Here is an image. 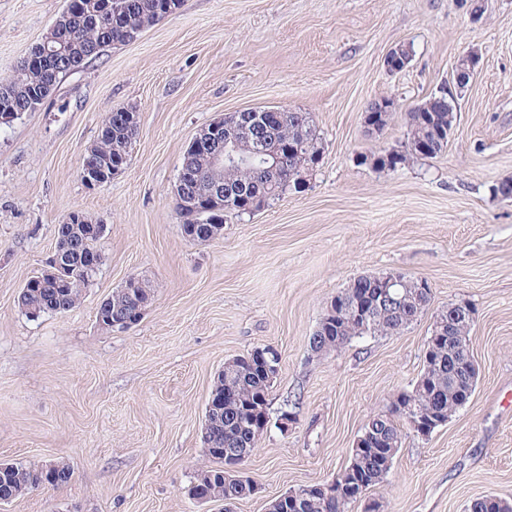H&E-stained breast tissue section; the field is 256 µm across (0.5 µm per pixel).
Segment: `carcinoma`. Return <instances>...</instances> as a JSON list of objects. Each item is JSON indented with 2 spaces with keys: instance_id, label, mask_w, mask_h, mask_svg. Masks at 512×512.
I'll return each instance as SVG.
<instances>
[{
  "instance_id": "cac0c4a2",
  "label": "carcinoma",
  "mask_w": 512,
  "mask_h": 512,
  "mask_svg": "<svg viewBox=\"0 0 512 512\" xmlns=\"http://www.w3.org/2000/svg\"><path fill=\"white\" fill-rule=\"evenodd\" d=\"M94 11H81L55 25L51 34L58 37L68 49V53L56 61L41 59L39 45L35 44L28 52L34 63H20L16 73L0 79V124L16 119V115L34 112L59 85L68 73L84 67L97 58L105 48L126 44L137 40L143 32L161 19L177 13L183 0H93ZM457 120L456 106H440L432 112L410 111L407 114V142L398 151L400 165L426 156L433 158L441 154L448 143L438 144L430 154L424 156L412 148L421 140L433 139V131L448 130V124ZM136 129L130 128L114 114L108 125L101 128L96 145L100 158L117 157L129 159L132 140ZM274 135L278 142L300 140L301 147L295 153L283 155V160L275 164L263 158H255L246 168L237 166H214L210 156L185 151L181 170L185 172L181 192L195 193L210 181L226 185L245 183L254 190L256 208L269 206L280 200L287 192L294 190L290 176L308 175L313 171L311 156L319 150L318 137L313 131L309 117L304 112H286ZM176 209L183 218V224H210L211 234L203 237L207 241L224 230V218L241 216L249 210L228 205L219 212L187 210L181 205ZM100 225L88 215L83 220L68 219L57 227V238L70 242L72 249L70 262L65 269V283L59 285L50 277L33 275L31 286L19 292V309L27 316H40L46 313L62 314L74 308L80 301L82 289L88 285L95 273L87 268L84 256L97 251V242L102 231L92 228ZM382 276L364 275L358 284H349L338 293L352 308L357 304L369 303L375 290L380 287ZM403 300L393 304L383 303L375 308L368 318L356 316V312L334 316L325 313L319 323L320 347L325 351L341 350L360 336L397 334L411 326L431 300V292L418 288V282L406 279V287L400 289ZM149 300L150 289L132 277L125 285L112 292L103 300L112 317L128 319L133 323L141 320ZM454 303L441 311L434 320L433 327L445 328L443 340L436 343L424 355L423 369L411 388L397 395L387 410L373 415L361 431L363 435L374 436L375 441L365 449H351L349 463L340 469L335 479H347L350 472L358 471L364 479V490L381 484L389 474L394 456L400 447L403 429L409 428L406 410L433 412L446 421L461 405L459 393L474 389L471 375L453 372L457 352L453 337L461 336L468 340L472 326L469 319L453 316ZM273 387L268 377L257 369L243 368L240 359L224 362V386H214L216 394L226 392L229 399L224 407L206 415L208 421V455L216 466L197 473L194 482L207 488L214 499L234 502L251 494L252 481L249 479L224 481V452L236 448H252L255 439L251 436V415L269 401ZM40 476V467L20 461L0 475V493L7 496L11 491L30 489ZM292 505L288 512H348V506L356 498L343 493L332 502L324 493L310 486V489H293ZM466 512H512V503L486 495L472 500Z\"/></svg>"
}]
</instances>
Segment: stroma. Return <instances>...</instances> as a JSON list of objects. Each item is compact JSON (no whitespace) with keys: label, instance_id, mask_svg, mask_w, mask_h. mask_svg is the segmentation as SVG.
<instances>
[{"label":"stroma","instance_id":"obj_1","mask_svg":"<svg viewBox=\"0 0 512 512\" xmlns=\"http://www.w3.org/2000/svg\"><path fill=\"white\" fill-rule=\"evenodd\" d=\"M185 0L135 42L63 78L40 110L0 124V459L68 464L71 480L0 512H224L187 486L209 466L202 426L226 360L271 343L282 355L270 428L244 471L256 485L234 512H268L291 488L331 479L366 420L418 377L436 315L474 309L479 366L468 403L430 436L404 433L385 482L348 512H463L512 501V0ZM63 0H0V78L39 42ZM413 47L389 71L391 49ZM475 50L445 153L393 171L359 153L400 146L406 114ZM398 103L379 136L367 105ZM131 107L139 132L125 169L91 188L80 176L103 119ZM307 113L322 159L304 192L188 240L174 189L198 131L228 112ZM102 221V262L74 309L32 320L17 296L71 212ZM428 280L423 315L398 334L317 353L310 338L355 277ZM152 291L141 321L98 325V305L128 277ZM466 512H512V503L493 496L486 495L472 500L465 509Z\"/></svg>","mask_w":512,"mask_h":512}]
</instances>
